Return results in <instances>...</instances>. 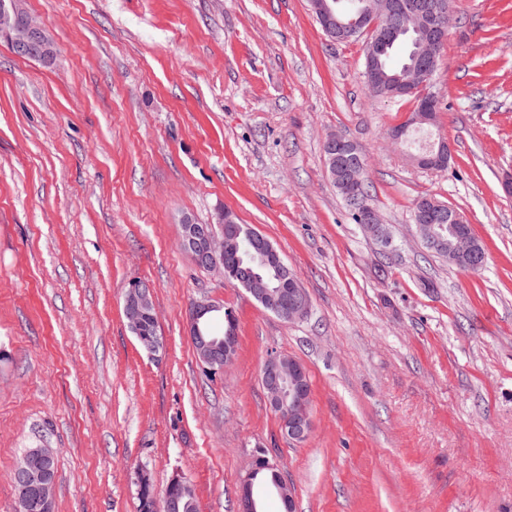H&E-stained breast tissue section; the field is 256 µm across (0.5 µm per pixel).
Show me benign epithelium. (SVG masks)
<instances>
[{
	"instance_id": "benign-epithelium-1",
	"label": "benign epithelium",
	"mask_w": 512,
	"mask_h": 512,
	"mask_svg": "<svg viewBox=\"0 0 512 512\" xmlns=\"http://www.w3.org/2000/svg\"><path fill=\"white\" fill-rule=\"evenodd\" d=\"M312 13L325 34L337 42H346L369 33L365 50V65L369 81L381 87L373 78L378 52L386 44L393 29L381 22L394 17L396 24L415 33L419 38L420 63L408 70L396 88L386 95H412L423 91L432 81L438 65L440 45L449 31L453 14L451 0H365V6L352 19L336 11V0H310ZM0 38L7 41L13 52L21 57L49 61L54 49L43 27L28 13L25 0H0ZM440 108L428 102L416 103L409 123L416 127L437 125ZM356 151L355 144L342 135L333 134L324 141L327 171L331 179L343 188L365 181L366 167L357 160L350 164L348 156ZM452 155L449 141L437 136L425 151L408 156V160L427 170H443ZM463 224L464 218L444 209L422 208L416 228L424 243L435 248L448 247V257L465 261L468 271L482 267L486 257L480 256L470 235L455 231L453 243L447 245L437 232L438 224ZM221 231L213 224H199L186 217L182 222L181 246L192 256L197 266L224 275V257L234 258L237 273L234 280L244 287L253 299L266 310L285 321L304 318L310 308L307 293L291 276L280 249L266 236L235 222L228 210L220 217ZM361 226L374 239L387 242L385 225L371 206L363 207ZM246 237L253 242L254 255L274 271L275 281L243 265L237 255V241ZM224 306L211 301L197 303L188 319V336L199 360L210 370L220 371L231 363L236 353V332L229 331L221 339L211 338L202 330V319L209 313L220 312ZM124 316L136 338L147 352H157L161 345L159 322L149 285L136 282L128 289ZM262 382L270 408L277 412L281 430L288 441L302 443L313 429L309 407L310 383L308 374L293 358L276 355L268 358L262 368ZM271 469L268 459L252 468L239 490L238 512H259L253 494V484L259 473ZM14 484L23 512H53L55 482V453L51 448H28L18 459L13 473ZM272 487L283 502L286 512H295V494L282 479L273 480ZM194 493L188 481L179 475L172 477L163 494L162 505L151 498L149 508L162 512H177L179 501Z\"/></svg>"
}]
</instances>
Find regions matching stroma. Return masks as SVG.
Wrapping results in <instances>:
<instances>
[{"label": "stroma", "instance_id": "1", "mask_svg": "<svg viewBox=\"0 0 512 512\" xmlns=\"http://www.w3.org/2000/svg\"><path fill=\"white\" fill-rule=\"evenodd\" d=\"M56 57L0 42V512L14 466L56 454L54 512H138L137 473L174 475L199 512H238L255 460L295 512H512V0H453L433 77L447 170L390 132L415 101L371 93L364 44L326 36L308 0H26ZM356 142L390 233L370 238L325 171ZM457 210L486 253L460 270L414 204ZM235 213L281 250L311 301L285 321L198 267L182 220ZM152 290L163 346L124 317ZM237 319L223 371L187 335L199 301ZM309 374L311 436L281 432L261 380Z\"/></svg>", "mask_w": 512, "mask_h": 512}]
</instances>
